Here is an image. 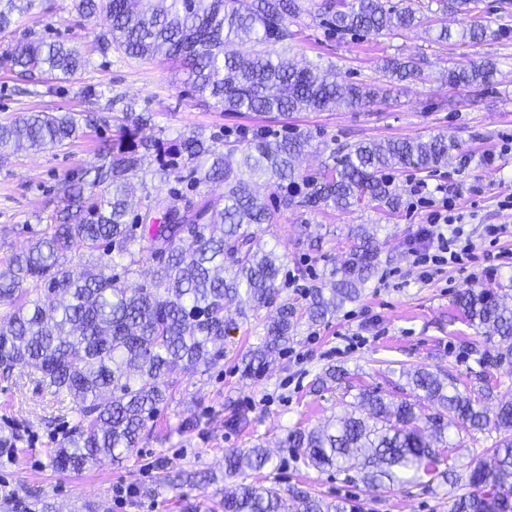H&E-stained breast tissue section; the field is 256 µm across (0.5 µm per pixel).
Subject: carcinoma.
Segmentation results:
<instances>
[{
    "instance_id": "1",
    "label": "carcinoma",
    "mask_w": 512,
    "mask_h": 512,
    "mask_svg": "<svg viewBox=\"0 0 512 512\" xmlns=\"http://www.w3.org/2000/svg\"><path fill=\"white\" fill-rule=\"evenodd\" d=\"M72 0L80 16L104 15L106 24L86 53L67 40L27 35L6 51L4 59L24 84L45 76L66 80L91 63V55L149 61L170 60L187 75L197 105L221 107L232 114L288 117L342 105L365 108L386 93L377 85L336 79L320 67H299L290 57L289 24L308 12L304 0ZM53 9L51 0H0V32L22 14L39 18ZM327 25L341 34L390 35L418 27L423 12L472 13L478 0H323ZM249 44L245 56L226 51ZM422 60H385L392 81L422 78ZM496 65L489 61L453 63L448 85L486 89ZM106 99L84 112H25L0 123V157L26 146L44 151L68 145L110 126L112 136L98 144L96 162L66 176L63 195L45 226L29 246L0 267V377L11 379L23 368L38 387L72 398L77 421L63 446L54 450L51 466L79 473L119 451L131 454L142 440L147 421L167 402L165 375L180 364L185 371L206 368L224 358V336L235 324L226 314L236 304L241 318L275 307L261 342L249 351L245 372L261 373L267 358L279 351L301 321L317 323L357 298L379 265L380 248L369 225L350 228L347 259L326 268L305 288L303 303L281 296L285 255L259 246L257 226L275 223L276 214L291 210L300 223L323 207L395 212L396 192L389 173L404 168L433 171L456 157L460 144L451 136L360 141L318 175L301 171L298 160L310 137L296 131L256 132L231 138L203 130L171 140L166 129L140 136L153 113L138 112L135 103L90 89ZM116 124H110V121ZM157 162L166 195L148 187L151 162ZM274 189L270 205L254 192L258 183ZM219 183L224 193L212 196L201 187ZM141 189L140 211L131 196ZM78 252L97 259L76 269L66 263ZM157 261L151 277L134 285L141 257ZM458 310L470 323L488 327L499 337L482 353V379L512 361V306L485 288L459 294ZM416 401L395 402L374 389L356 395L366 417L350 414L328 426L288 432L286 447L301 453L318 470L356 471L362 481L384 490L411 483H446L459 479L445 463L444 449L461 447L448 439L450 417L467 425L472 441L499 434L487 458L467 473L469 491L456 498L450 512H512V401L494 408L483 405L492 389L473 395L454 379L426 368L408 374ZM423 401L438 405L427 418L425 437L416 408ZM278 469L263 448L230 449L224 455V477L245 470ZM269 484L241 487L224 497L222 512H347L342 500H326L295 488L293 507H285L277 478ZM207 472L178 474L168 482L209 483Z\"/></svg>"
}]
</instances>
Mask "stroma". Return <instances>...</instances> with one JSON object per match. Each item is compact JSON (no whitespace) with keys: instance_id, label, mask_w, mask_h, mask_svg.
Here are the masks:
<instances>
[{"instance_id":"1","label":"stroma","mask_w":512,"mask_h":512,"mask_svg":"<svg viewBox=\"0 0 512 512\" xmlns=\"http://www.w3.org/2000/svg\"><path fill=\"white\" fill-rule=\"evenodd\" d=\"M322 0H305L306 13L296 19L291 42L297 61L334 65L356 83H384L381 67L388 58H426L421 80L401 83L366 108L300 112L278 122L258 115H233L199 107L185 76L168 62H143L94 57L92 64L63 82L58 93L29 96L17 93L12 74L0 66V122L41 110L79 112L87 108L86 88L111 91L149 111L169 137L199 129L226 128L253 134L261 129L290 127L307 133L311 148L301 161L307 174L331 163L333 152L365 139L383 140L432 135L454 137L461 146L455 162L433 173L411 168L394 172L402 208L391 216L365 209H327L308 214L301 228L295 213H278L273 224L261 225L264 243L286 254L287 273H321L341 264L349 248L348 230L357 224L379 225V274L359 297L332 317L301 324L283 351L259 375L244 373L242 358L258 345L263 323L241 319L224 338V358L195 373L175 369V388L148 422L133 454L107 459L79 473L56 472L50 463L55 448L66 441L73 425L72 401L40 390L24 376L0 379V436L17 437L12 455H0V512H40L34 496L55 512H86L87 505H105L107 512H211L225 492L261 481L250 472L224 476L227 449L261 445L279 467L281 490L309 488L329 499L345 498L354 512H448L459 485H408L385 493L363 483L356 472L320 471L304 465L294 449L283 447L288 429L311 428L343 415L352 402V388H369L403 398L405 373L421 367L449 374L459 384L480 391V357L488 343L486 331L471 326L455 308L457 295L478 284L506 296L512 304V233L490 243L488 224L512 225V208L499 204L512 190V152L502 151L512 136V0H481L472 14L451 13L439 22L393 37L334 35L320 19ZM483 23L497 30L496 39L463 41L464 29ZM100 18L84 19L71 0H55L52 15L23 20L14 32L0 34V53L22 39L25 28L90 47L103 26ZM447 27L448 44L433 38ZM491 60L499 69L496 85L476 95L449 86L450 63ZM92 138L44 152L20 149L0 161V265L30 240L29 225L42 210L52 209L66 176L88 168L96 159ZM418 183L474 185L461 195L456 209L478 257L472 274L452 267L430 281H421L409 251L417 220L409 213L410 189ZM330 366L344 369L349 387L315 391L313 382ZM238 424H229L230 414ZM208 470L217 480L183 490L164 483L166 472Z\"/></svg>"}]
</instances>
